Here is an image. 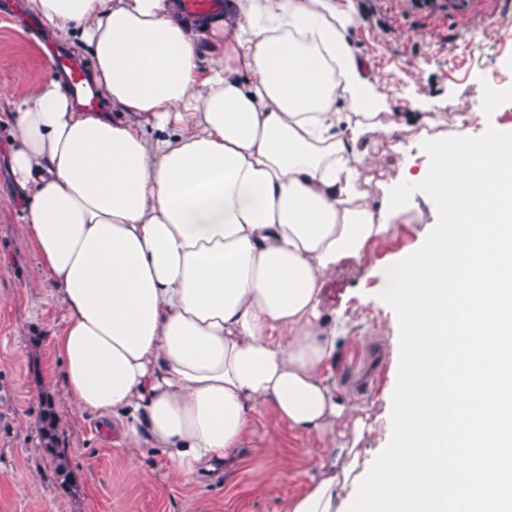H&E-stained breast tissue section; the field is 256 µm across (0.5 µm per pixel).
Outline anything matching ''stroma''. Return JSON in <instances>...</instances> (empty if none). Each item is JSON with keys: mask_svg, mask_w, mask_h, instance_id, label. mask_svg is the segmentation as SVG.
<instances>
[{"mask_svg": "<svg viewBox=\"0 0 512 512\" xmlns=\"http://www.w3.org/2000/svg\"><path fill=\"white\" fill-rule=\"evenodd\" d=\"M371 17L355 15L351 33L372 66L393 111L409 121L399 132L404 149L391 151L367 137L363 177L379 181L402 173L416 178L429 164L413 127L414 101L453 102L471 112L485 85L499 88L496 108L474 123V132L512 129V0H475L469 21L447 11L416 10L409 0H373ZM27 0L0 6V108L31 96L52 79L45 41L65 45L82 61L89 50L69 28L29 31ZM10 124L0 123V512H285L331 457L318 436L294 430L269 409L256 413L235 455L212 470L173 478L153 448L129 453L99 419L73 415L58 425L59 445L73 471L56 480L40 434L44 407H67L49 381L52 341L67 312L39 265L25 211L9 167ZM421 222L400 216L390 235L357 260L347 261L322 290L321 317L336 322L331 382L351 398L370 426L360 448L368 476L383 469L392 444V407L402 348L390 273L421 248L433 202L414 194Z\"/></svg>", "mask_w": 512, "mask_h": 512, "instance_id": "obj_1", "label": "stroma"}]
</instances>
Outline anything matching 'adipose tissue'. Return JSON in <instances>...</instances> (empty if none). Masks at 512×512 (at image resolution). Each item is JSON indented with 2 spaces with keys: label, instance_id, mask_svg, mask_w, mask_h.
<instances>
[{
  "label": "adipose tissue",
  "instance_id": "1",
  "mask_svg": "<svg viewBox=\"0 0 512 512\" xmlns=\"http://www.w3.org/2000/svg\"><path fill=\"white\" fill-rule=\"evenodd\" d=\"M80 29L98 96L83 112L52 79L14 103L10 169L40 265L68 312L53 338L71 412L119 419L128 449H164L187 477L273 409L335 445L356 405L326 370V278L387 235L406 178L373 197L365 136L402 125L337 0H230L235 29L204 71L169 0H27ZM423 104L420 175L436 230L392 279L402 354L382 474L360 452L285 512H512V132ZM163 129L147 137L145 125ZM467 145L448 169V140ZM364 487V498L349 491Z\"/></svg>",
  "mask_w": 512,
  "mask_h": 512
}]
</instances>
